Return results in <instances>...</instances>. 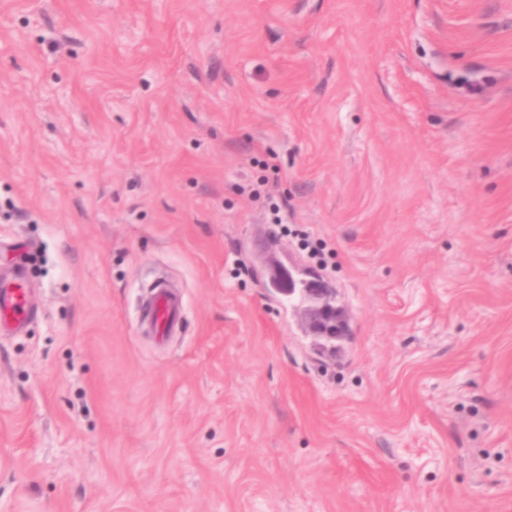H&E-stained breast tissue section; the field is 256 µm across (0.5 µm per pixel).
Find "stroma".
<instances>
[{
  "instance_id": "1",
  "label": "stroma",
  "mask_w": 512,
  "mask_h": 512,
  "mask_svg": "<svg viewBox=\"0 0 512 512\" xmlns=\"http://www.w3.org/2000/svg\"><path fill=\"white\" fill-rule=\"evenodd\" d=\"M24 254L0 512H512V0H0ZM269 265L270 287L279 294L292 295L297 284L292 271L275 259H270ZM299 283L302 285L304 297L316 303L311 310V327L330 339L344 337V326L338 312L328 302L329 288L318 278L301 279ZM151 288L152 294L143 312V318L149 324L151 331L163 336L181 322L183 309L181 302L161 284H155Z\"/></svg>"
}]
</instances>
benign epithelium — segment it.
Masks as SVG:
<instances>
[{"mask_svg": "<svg viewBox=\"0 0 512 512\" xmlns=\"http://www.w3.org/2000/svg\"><path fill=\"white\" fill-rule=\"evenodd\" d=\"M302 285L304 297L315 302L311 310V327L330 339L344 337L345 331L338 312L328 302L329 288L318 278L296 280L291 270L275 259L269 260V285L279 294L292 295L296 284Z\"/></svg>", "mask_w": 512, "mask_h": 512, "instance_id": "obj_1", "label": "benign epithelium"}]
</instances>
